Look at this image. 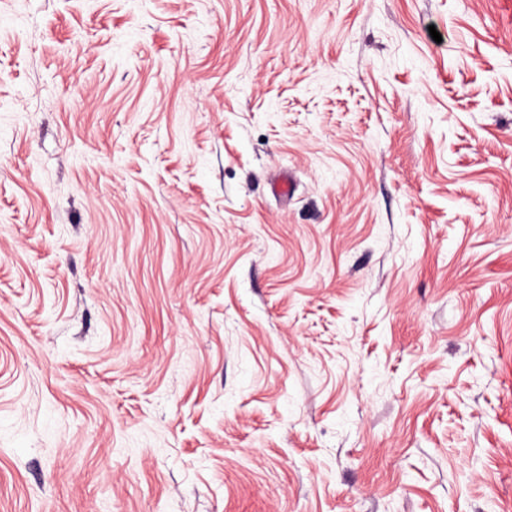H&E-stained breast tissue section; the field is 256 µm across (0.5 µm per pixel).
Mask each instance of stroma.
<instances>
[{
    "instance_id": "stroma-1",
    "label": "stroma",
    "mask_w": 512,
    "mask_h": 512,
    "mask_svg": "<svg viewBox=\"0 0 512 512\" xmlns=\"http://www.w3.org/2000/svg\"><path fill=\"white\" fill-rule=\"evenodd\" d=\"M0 512H512V0H0Z\"/></svg>"
}]
</instances>
